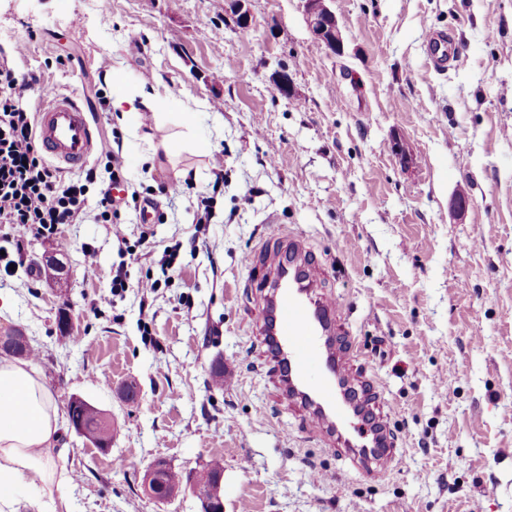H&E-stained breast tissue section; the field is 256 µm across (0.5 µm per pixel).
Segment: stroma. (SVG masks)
<instances>
[{
	"mask_svg": "<svg viewBox=\"0 0 512 512\" xmlns=\"http://www.w3.org/2000/svg\"><path fill=\"white\" fill-rule=\"evenodd\" d=\"M246 7L243 30L231 0H0V60L77 96L103 139L120 134L125 191L160 216L125 210L119 243L95 219L101 170L80 223L49 237L0 224V332L24 330L56 400L80 395L114 423L105 452L61 433L73 512H201L184 491L150 501L142 479L158 459L188 479L214 458L224 512H512V0H334L339 55L301 0ZM432 31L461 42L460 63L429 65ZM155 76L172 91L161 126L119 123L113 97ZM173 181L182 193L161 194ZM272 222L305 238L345 309L347 377L367 381L395 441L375 476L270 371L258 283ZM148 273L168 282L146 295Z\"/></svg>",
	"mask_w": 512,
	"mask_h": 512,
	"instance_id": "obj_1",
	"label": "stroma"
}]
</instances>
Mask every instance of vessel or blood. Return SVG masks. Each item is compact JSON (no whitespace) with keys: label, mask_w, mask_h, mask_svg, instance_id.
Listing matches in <instances>:
<instances>
[{"label":"vessel or blood","mask_w":512,"mask_h":512,"mask_svg":"<svg viewBox=\"0 0 512 512\" xmlns=\"http://www.w3.org/2000/svg\"><path fill=\"white\" fill-rule=\"evenodd\" d=\"M426 51L438 68L446 59L462 56L459 45L435 32L427 36ZM36 132L42 151L64 172L84 167L104 146L84 105L76 96L55 90L42 99ZM267 235L284 243L270 263L271 293L262 325L275 375L288 397L303 392L313 397L320 407L315 417L322 433L340 436L344 446L358 449L361 459L388 463L394 451L389 429L357 413L359 401L344 387L345 369L358 345L351 337L338 340L341 302L319 292L320 268L301 237L284 236L279 224L269 225Z\"/></svg>","instance_id":"b4317fda"}]
</instances>
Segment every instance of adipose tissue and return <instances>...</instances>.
<instances>
[{"instance_id": "obj_1", "label": "adipose tissue", "mask_w": 512, "mask_h": 512, "mask_svg": "<svg viewBox=\"0 0 512 512\" xmlns=\"http://www.w3.org/2000/svg\"><path fill=\"white\" fill-rule=\"evenodd\" d=\"M5 393L20 394V405L2 401ZM65 422L35 368L0 358V512H73L70 476L57 466Z\"/></svg>"}]
</instances>
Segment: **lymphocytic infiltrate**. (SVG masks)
Masks as SVG:
<instances>
[{
    "label": "lymphocytic infiltrate",
    "mask_w": 512,
    "mask_h": 512,
    "mask_svg": "<svg viewBox=\"0 0 512 512\" xmlns=\"http://www.w3.org/2000/svg\"><path fill=\"white\" fill-rule=\"evenodd\" d=\"M35 78L0 65V224L14 225L19 234L42 236L58 225L76 223L82 212L85 185L97 178L89 170L84 182L62 178L41 153L35 137V119L27 101L36 91ZM108 187L101 193L98 221L116 223L130 201L114 191L128 180V165L121 148L106 144L102 153Z\"/></svg>",
    "instance_id": "1"
}]
</instances>
